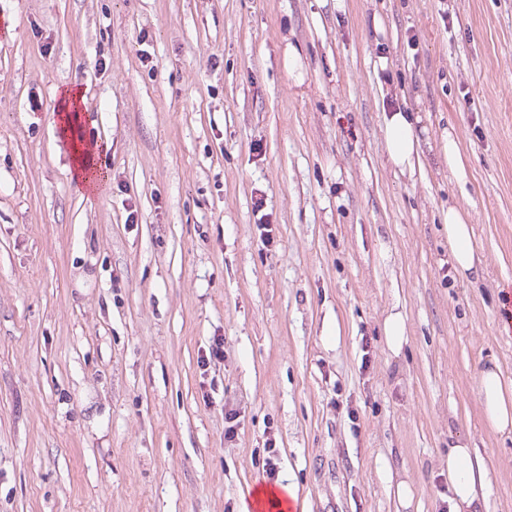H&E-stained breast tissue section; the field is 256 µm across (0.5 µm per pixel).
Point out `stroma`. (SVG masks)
<instances>
[{
    "mask_svg": "<svg viewBox=\"0 0 512 512\" xmlns=\"http://www.w3.org/2000/svg\"><path fill=\"white\" fill-rule=\"evenodd\" d=\"M493 361L512 379V0H0V512H242L270 437L301 512H449L460 441L512 512ZM82 100L79 92L62 90L61 94V113L59 114L62 132L71 141L73 176L79 188H95L103 178V171L100 164H96L95 153L86 152L82 149L83 140L77 135L79 126V102ZM73 103V110L70 103ZM65 103V104H64ZM69 106L71 112L69 111ZM389 113L384 126L388 158L396 167L413 170L414 157H417V142L408 119L409 112L397 110ZM447 222L445 225L448 231V244L456 269L460 274L473 275L480 259L473 245L472 226L468 224L463 213L454 206L448 208ZM477 393L487 426L501 435L512 434V382L496 362L479 370Z\"/></svg>",
    "mask_w": 512,
    "mask_h": 512,
    "instance_id": "35a3bbf8",
    "label": "stroma"
}]
</instances>
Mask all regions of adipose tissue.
Returning <instances> with one entry per match:
<instances>
[{
	"label": "adipose tissue",
	"mask_w": 512,
	"mask_h": 512,
	"mask_svg": "<svg viewBox=\"0 0 512 512\" xmlns=\"http://www.w3.org/2000/svg\"><path fill=\"white\" fill-rule=\"evenodd\" d=\"M78 92L63 90V109L59 115L63 133L71 141L73 176L78 187L95 188L103 172L94 153L83 150L77 134L79 113ZM384 137L388 158L402 169L414 166L417 142L407 112L398 110L387 115ZM448 244L457 271L463 275L475 272L479 258L473 245V230L463 213L449 207L447 217ZM477 393L487 426L502 435L512 434V380L504 377L498 364H486L477 376ZM448 482L453 512H481L489 485V469L474 449L455 444L448 450Z\"/></svg>",
	"instance_id": "adipose-tissue-1"
}]
</instances>
